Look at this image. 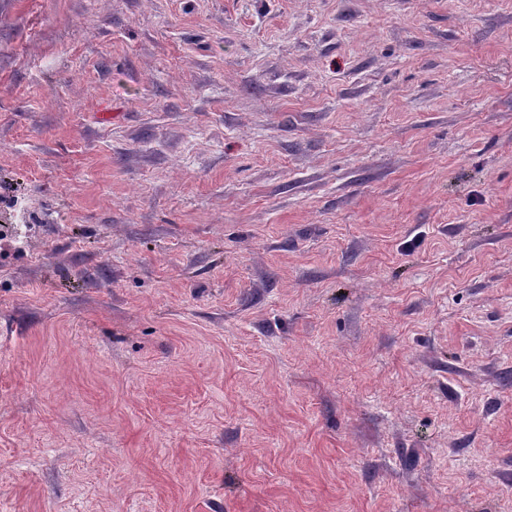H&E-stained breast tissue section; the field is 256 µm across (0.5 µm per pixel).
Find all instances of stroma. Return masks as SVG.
Instances as JSON below:
<instances>
[{
  "mask_svg": "<svg viewBox=\"0 0 512 512\" xmlns=\"http://www.w3.org/2000/svg\"><path fill=\"white\" fill-rule=\"evenodd\" d=\"M0 512H512V0H0Z\"/></svg>",
  "mask_w": 512,
  "mask_h": 512,
  "instance_id": "1",
  "label": "stroma"
}]
</instances>
